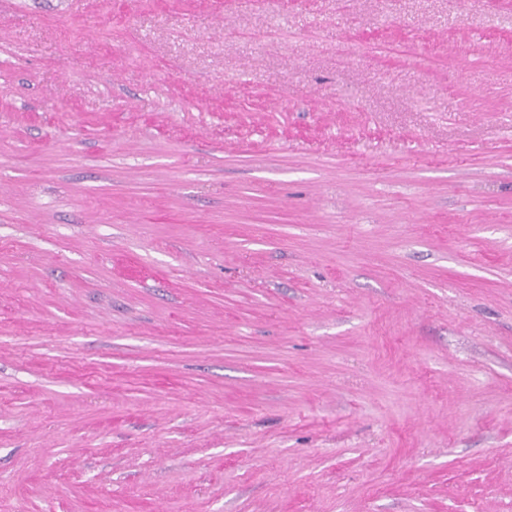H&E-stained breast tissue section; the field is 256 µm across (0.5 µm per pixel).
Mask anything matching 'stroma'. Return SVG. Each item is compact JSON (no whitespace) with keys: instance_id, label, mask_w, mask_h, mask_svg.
Listing matches in <instances>:
<instances>
[{"instance_id":"1","label":"stroma","mask_w":512,"mask_h":512,"mask_svg":"<svg viewBox=\"0 0 512 512\" xmlns=\"http://www.w3.org/2000/svg\"><path fill=\"white\" fill-rule=\"evenodd\" d=\"M0 512H512V0H0Z\"/></svg>"}]
</instances>
